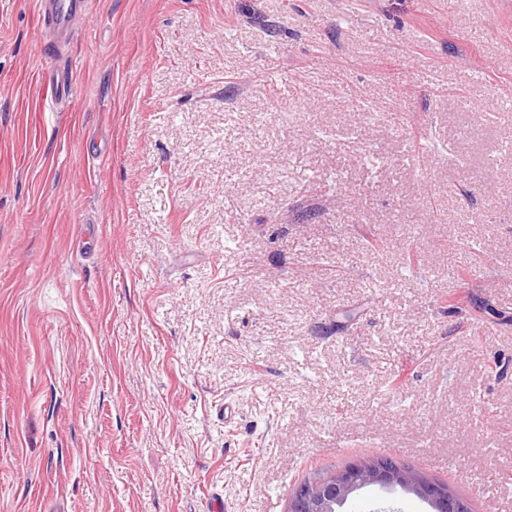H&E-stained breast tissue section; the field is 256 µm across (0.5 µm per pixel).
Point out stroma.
Listing matches in <instances>:
<instances>
[{
    "label": "stroma",
    "mask_w": 512,
    "mask_h": 512,
    "mask_svg": "<svg viewBox=\"0 0 512 512\" xmlns=\"http://www.w3.org/2000/svg\"><path fill=\"white\" fill-rule=\"evenodd\" d=\"M45 40L0 0V512H288L374 457L512 512L505 0H90Z\"/></svg>",
    "instance_id": "obj_1"
}]
</instances>
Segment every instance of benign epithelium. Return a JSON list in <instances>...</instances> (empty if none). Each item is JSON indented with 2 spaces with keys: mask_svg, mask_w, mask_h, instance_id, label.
<instances>
[{
  "mask_svg": "<svg viewBox=\"0 0 512 512\" xmlns=\"http://www.w3.org/2000/svg\"><path fill=\"white\" fill-rule=\"evenodd\" d=\"M376 485L401 489L426 502L432 512H465V502L451 496L448 489L399 466L390 467L381 460H371L359 466V471L344 468L336 479L313 480L296 489L292 499H301L300 512H336L355 492Z\"/></svg>",
  "mask_w": 512,
  "mask_h": 512,
  "instance_id": "obj_1",
  "label": "benign epithelium"
}]
</instances>
